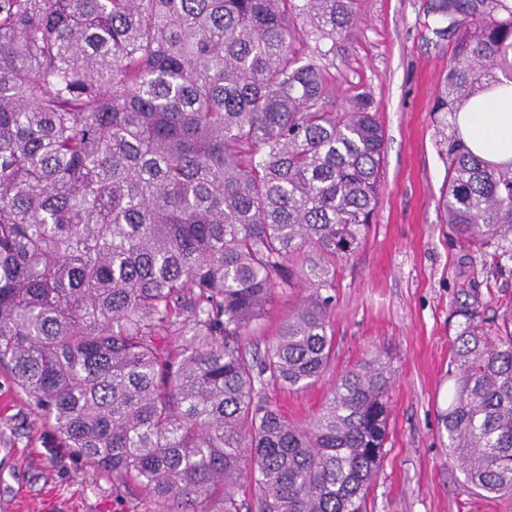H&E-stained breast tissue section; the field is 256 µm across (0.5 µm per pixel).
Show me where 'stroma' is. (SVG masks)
Listing matches in <instances>:
<instances>
[{
	"label": "stroma",
	"mask_w": 512,
	"mask_h": 512,
	"mask_svg": "<svg viewBox=\"0 0 512 512\" xmlns=\"http://www.w3.org/2000/svg\"><path fill=\"white\" fill-rule=\"evenodd\" d=\"M430 0H358L351 38L321 60L331 106L368 96L384 133L376 220L337 270L335 353L320 379L270 397L294 421L316 414L336 381L373 356L391 369L385 457L371 512H512V494L485 495L448 452L439 416L448 407V362L459 308L479 302L493 319L512 302V273L473 264L475 251L444 224L451 118L433 102L456 36L440 33ZM135 485L118 484L59 448L52 429L0 374V512H149Z\"/></svg>",
	"instance_id": "obj_1"
}]
</instances>
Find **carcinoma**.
<instances>
[{"mask_svg": "<svg viewBox=\"0 0 512 512\" xmlns=\"http://www.w3.org/2000/svg\"><path fill=\"white\" fill-rule=\"evenodd\" d=\"M431 11L457 35L433 104L453 117L512 82V0ZM356 23L357 0H0V369L151 512H370L382 362L305 424L267 396L330 363L336 270L379 203L384 130L362 95L328 105L319 63ZM440 206L512 262V164L448 137ZM458 315L448 448L472 486L512 493V306ZM308 291L295 288L293 293L281 297L274 306L269 310L265 319L258 326L253 336H248V341L258 345L263 351L265 346L272 343L275 339L279 327L288 319L295 309L301 296L307 294Z\"/></svg>", "mask_w": 512, "mask_h": 512, "instance_id": "1", "label": "carcinoma"}]
</instances>
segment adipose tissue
<instances>
[{"label": "adipose tissue", "mask_w": 512, "mask_h": 512, "mask_svg": "<svg viewBox=\"0 0 512 512\" xmlns=\"http://www.w3.org/2000/svg\"><path fill=\"white\" fill-rule=\"evenodd\" d=\"M469 148L495 165L512 164V84L493 87L455 116Z\"/></svg>", "instance_id": "obj_1"}]
</instances>
